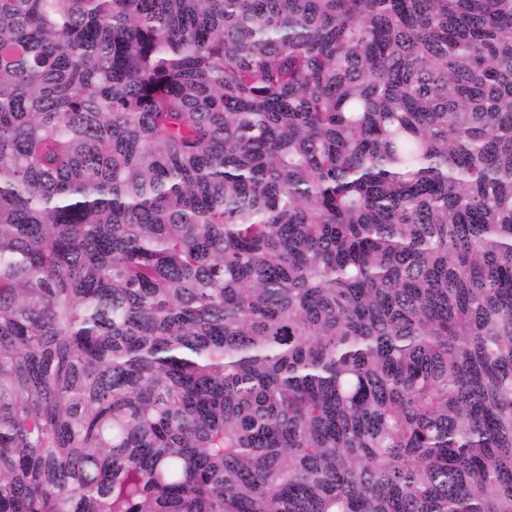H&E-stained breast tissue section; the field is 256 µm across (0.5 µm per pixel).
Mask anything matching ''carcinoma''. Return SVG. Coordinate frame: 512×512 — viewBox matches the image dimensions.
Returning <instances> with one entry per match:
<instances>
[{
	"label": "carcinoma",
	"instance_id": "cac0c4a2",
	"mask_svg": "<svg viewBox=\"0 0 512 512\" xmlns=\"http://www.w3.org/2000/svg\"><path fill=\"white\" fill-rule=\"evenodd\" d=\"M0 512H512V0H0Z\"/></svg>",
	"mask_w": 512,
	"mask_h": 512
}]
</instances>
